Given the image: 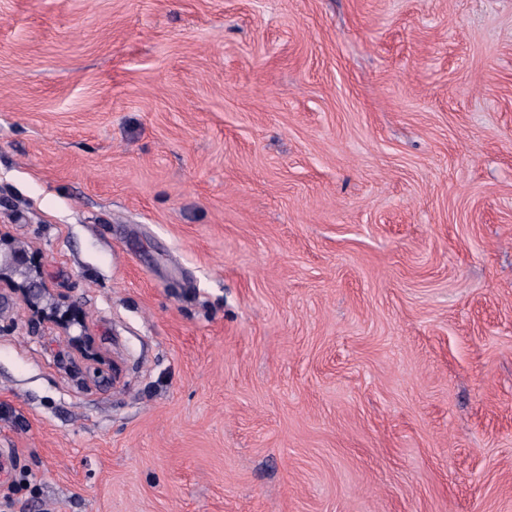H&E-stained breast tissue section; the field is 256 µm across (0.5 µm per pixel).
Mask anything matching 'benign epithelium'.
Instances as JSON below:
<instances>
[{
  "instance_id": "7a95c632",
  "label": "benign epithelium",
  "mask_w": 512,
  "mask_h": 512,
  "mask_svg": "<svg viewBox=\"0 0 512 512\" xmlns=\"http://www.w3.org/2000/svg\"><path fill=\"white\" fill-rule=\"evenodd\" d=\"M5 281L13 293L44 320L54 322L66 336L71 349L91 365H100L105 358L98 349L96 338L87 331L81 310L71 302L42 305L41 271L29 253L8 244L0 233V282Z\"/></svg>"
}]
</instances>
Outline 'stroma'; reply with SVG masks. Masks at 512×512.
Wrapping results in <instances>:
<instances>
[{"label": "stroma", "mask_w": 512, "mask_h": 512, "mask_svg": "<svg viewBox=\"0 0 512 512\" xmlns=\"http://www.w3.org/2000/svg\"><path fill=\"white\" fill-rule=\"evenodd\" d=\"M0 512H512V0H0ZM9 272V274H8ZM13 275L19 278L13 279ZM41 271L34 265L29 253L12 247L0 232V282L6 281L13 293L43 320L54 322L66 336L71 349L90 365H101L105 358L98 349L96 338L87 331L81 310L71 302H56L42 306L43 282ZM79 328L78 334L71 329Z\"/></svg>", "instance_id": "1"}]
</instances>
